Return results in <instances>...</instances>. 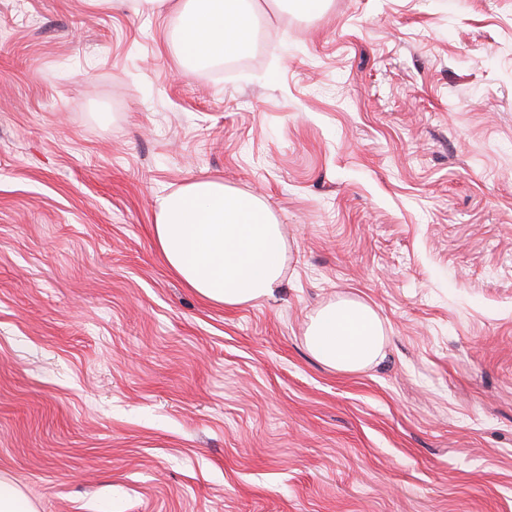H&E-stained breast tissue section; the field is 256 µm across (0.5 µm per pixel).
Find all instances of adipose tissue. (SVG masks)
<instances>
[{"instance_id":"obj_1","label":"adipose tissue","mask_w":512,"mask_h":512,"mask_svg":"<svg viewBox=\"0 0 512 512\" xmlns=\"http://www.w3.org/2000/svg\"><path fill=\"white\" fill-rule=\"evenodd\" d=\"M258 0H180L176 46L188 61L228 56L250 40ZM155 243L169 271L201 298L238 307L269 297L282 280L288 242L271 209L219 179H194L159 198ZM304 343L326 367L356 374L387 343L367 302L344 297L309 318Z\"/></svg>"}]
</instances>
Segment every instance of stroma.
I'll return each mask as SVG.
<instances>
[{
    "instance_id": "stroma-1",
    "label": "stroma",
    "mask_w": 512,
    "mask_h": 512,
    "mask_svg": "<svg viewBox=\"0 0 512 512\" xmlns=\"http://www.w3.org/2000/svg\"><path fill=\"white\" fill-rule=\"evenodd\" d=\"M181 67L176 12L0 0V476L35 512H512V0H296ZM220 178L288 240L208 303L156 197ZM356 295L344 375L303 339ZM387 339L370 304L344 297L322 306L309 317L304 343L308 352L326 367L356 374L378 362Z\"/></svg>"
}]
</instances>
